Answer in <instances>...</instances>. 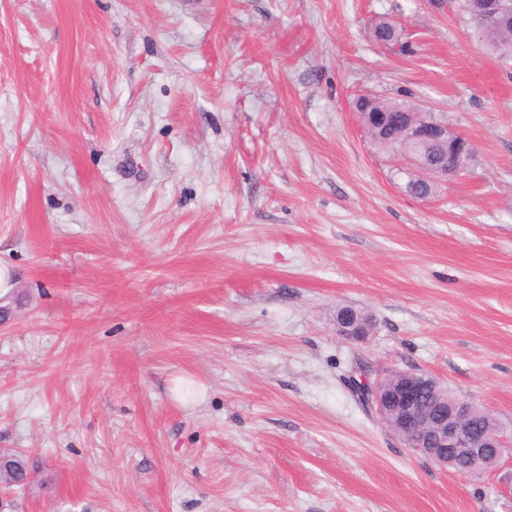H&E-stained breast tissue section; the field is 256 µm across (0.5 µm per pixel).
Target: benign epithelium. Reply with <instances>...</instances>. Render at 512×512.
<instances>
[{
  "label": "benign epithelium",
  "mask_w": 512,
  "mask_h": 512,
  "mask_svg": "<svg viewBox=\"0 0 512 512\" xmlns=\"http://www.w3.org/2000/svg\"><path fill=\"white\" fill-rule=\"evenodd\" d=\"M413 138L426 144L444 146L459 133L446 126L416 123ZM472 155L455 153L452 164L435 169L419 157H405L404 171L415 181L430 182L435 177L463 174ZM336 333L347 340L364 342L373 330L359 322L355 310L344 307L336 319ZM353 380L359 400L373 411L403 444L435 464L456 469V461L467 460L465 473H482L487 453L495 461L512 456V432L499 429L494 433H477L465 425L477 408L467 399L448 396V389L427 372L391 371L372 375L370 366L361 363Z\"/></svg>",
  "instance_id": "1"
}]
</instances>
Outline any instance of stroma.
<instances>
[{"instance_id":"35a3bbf8","label":"stroma","mask_w":512,"mask_h":512,"mask_svg":"<svg viewBox=\"0 0 512 512\" xmlns=\"http://www.w3.org/2000/svg\"><path fill=\"white\" fill-rule=\"evenodd\" d=\"M361 94L466 174L410 196ZM0 270L18 512H512V462L442 470L349 382L426 371L512 429V55L456 0H0ZM371 37L393 52L405 54L410 49L407 34L392 20L380 17L370 30ZM410 124V119L407 115V125ZM412 125L413 138L422 141L426 144H438L443 147L447 142H450L454 137H463L461 134L449 129L447 126L437 125L433 123H416ZM341 317L336 319V333L345 339L355 342H365L373 334L374 329L357 320L353 307H343Z\"/></svg>"}]
</instances>
